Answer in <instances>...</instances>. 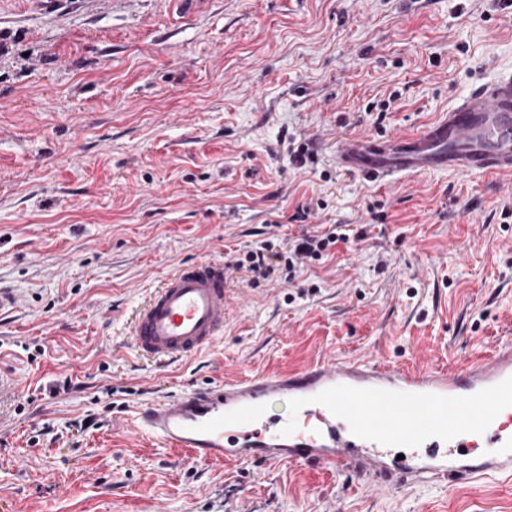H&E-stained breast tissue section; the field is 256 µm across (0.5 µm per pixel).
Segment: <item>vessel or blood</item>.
Returning <instances> with one entry per match:
<instances>
[{
    "mask_svg": "<svg viewBox=\"0 0 512 512\" xmlns=\"http://www.w3.org/2000/svg\"><path fill=\"white\" fill-rule=\"evenodd\" d=\"M336 159L375 183L436 171L512 173V72L476 85L418 129ZM226 309L222 263L181 265L135 316V346L150 358H189L222 335ZM283 400L288 415H272L271 403ZM506 416L511 348L452 373L377 362L272 372L141 406L136 424L196 458L310 462L403 488L512 471Z\"/></svg>",
    "mask_w": 512,
    "mask_h": 512,
    "instance_id": "vessel-or-blood-1",
    "label": "vessel or blood"
}]
</instances>
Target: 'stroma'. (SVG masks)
<instances>
[{"label":"stroma","instance_id":"1","mask_svg":"<svg viewBox=\"0 0 512 512\" xmlns=\"http://www.w3.org/2000/svg\"><path fill=\"white\" fill-rule=\"evenodd\" d=\"M508 71L501 0H0V512H512V472L382 489L133 425L271 369L452 371L512 346V175L336 164ZM339 224L365 240L266 280L235 266ZM197 260L227 271L223 336L140 357L133 310Z\"/></svg>","mask_w":512,"mask_h":512}]
</instances>
